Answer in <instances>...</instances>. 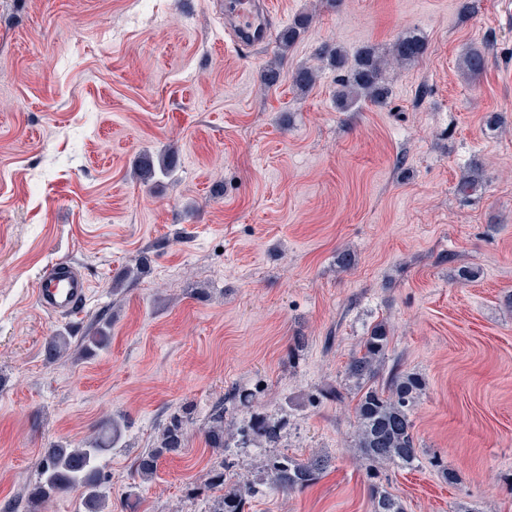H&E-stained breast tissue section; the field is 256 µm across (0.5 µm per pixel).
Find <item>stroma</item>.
Wrapping results in <instances>:
<instances>
[{"mask_svg":"<svg viewBox=\"0 0 512 512\" xmlns=\"http://www.w3.org/2000/svg\"><path fill=\"white\" fill-rule=\"evenodd\" d=\"M273 2L271 36L250 48L225 34L224 0H0V512L23 503L43 448L109 419L124 426L106 462L112 512H205L217 455L196 431L124 496L170 413L191 404L199 425L219 401L226 432L255 409L283 420L278 451L333 460L248 512H371L353 404L323 391L381 321L385 369L427 382L420 462L383 467V486L407 512H512V7ZM303 15L278 57L275 33ZM406 31L426 52L391 73L385 105L339 110L327 66L308 92L292 84L321 46L352 57ZM473 45L487 66L470 79L459 62ZM164 150L174 175L137 179ZM474 159L483 180L465 197ZM59 260L90 283L64 317L35 295ZM464 267L478 278L459 282ZM100 318L108 349L46 362L50 336ZM257 384L244 408L233 389Z\"/></svg>","mask_w":512,"mask_h":512,"instance_id":"1","label":"stroma"}]
</instances>
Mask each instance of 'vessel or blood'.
Segmentation results:
<instances>
[{
    "label": "vessel or blood",
    "instance_id": "b4317fda",
    "mask_svg": "<svg viewBox=\"0 0 512 512\" xmlns=\"http://www.w3.org/2000/svg\"><path fill=\"white\" fill-rule=\"evenodd\" d=\"M266 5L260 0H224L225 31L234 43L252 46L260 43L267 29ZM89 283L72 264L62 261L43 272L36 288L40 308L51 315H68L85 302Z\"/></svg>",
    "mask_w": 512,
    "mask_h": 512
}]
</instances>
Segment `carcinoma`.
I'll list each match as a JSON object with an SVG mask.
<instances>
[{
  "label": "carcinoma",
  "instance_id": "cac0c4a2",
  "mask_svg": "<svg viewBox=\"0 0 512 512\" xmlns=\"http://www.w3.org/2000/svg\"><path fill=\"white\" fill-rule=\"evenodd\" d=\"M310 23L307 16L294 21L277 34L278 48L286 54L305 33ZM426 51L423 38L413 32L397 37L385 55L373 48L360 52L353 60L338 47L323 46L319 57L331 68L341 72L336 91L337 107L343 111L359 102L381 105L386 103L390 87L387 66H409L419 61ZM487 65L485 50L473 46L460 61L466 74L482 73ZM317 80L315 69L300 66L292 74V82L300 91L311 89ZM173 168L166 154H159L158 163L147 162L136 172L137 178L147 182L156 174L167 176ZM482 168L477 162L469 166L460 182V191L466 193L479 184ZM73 337L58 333L49 338L44 347L45 359L54 363L69 355ZM110 336L99 329L94 336L77 340L80 351L92 355L109 346ZM391 336L386 324H375L364 337L359 349L352 353L345 366V377L354 382L356 394L353 407L354 448L359 461L366 464L370 477L383 465L412 469L419 459L420 445L414 433L412 410L421 392L424 380L409 372L392 369L383 382H378L381 366L388 355ZM224 403L215 404L201 428L208 446L219 454L235 444L243 447L263 445L273 448L279 440L276 426L267 416L253 411L247 425L234 434L224 432ZM191 424L189 406L182 405L169 415V421L158 432L151 447L138 453L134 459V473L141 482H149L156 474L159 461L177 454L185 447L188 426ZM121 425L109 420L91 440L79 444L56 443L43 449L34 473V482L22 504V512H46L55 498L77 493L76 512H112V491L105 471V458L112 452V444L121 437ZM328 455L313 454L299 459L286 453L268 455L256 478L229 472V465L221 460L213 467L207 483L211 492L208 512H246L258 496V483L275 492L302 491L316 484L331 467ZM373 512H406L400 498L374 484L370 488Z\"/></svg>",
  "mask_w": 512,
  "mask_h": 512
}]
</instances>
